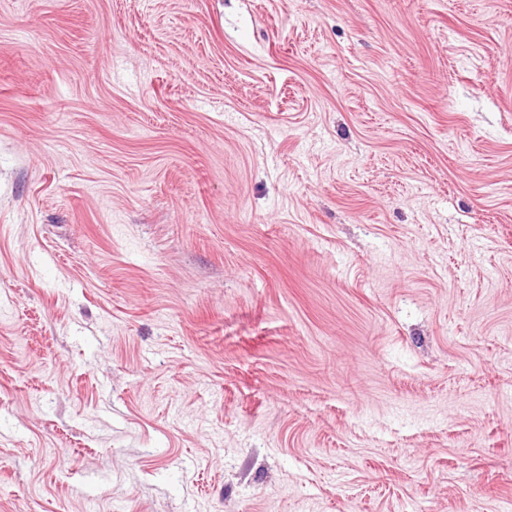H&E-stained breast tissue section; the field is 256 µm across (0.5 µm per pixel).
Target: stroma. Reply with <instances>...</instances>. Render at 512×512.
<instances>
[{
  "label": "stroma",
  "instance_id": "stroma-1",
  "mask_svg": "<svg viewBox=\"0 0 512 512\" xmlns=\"http://www.w3.org/2000/svg\"><path fill=\"white\" fill-rule=\"evenodd\" d=\"M0 512H512V0H0Z\"/></svg>",
  "mask_w": 512,
  "mask_h": 512
}]
</instances>
